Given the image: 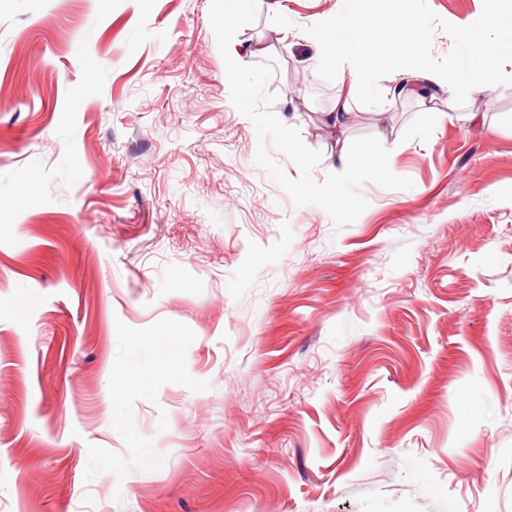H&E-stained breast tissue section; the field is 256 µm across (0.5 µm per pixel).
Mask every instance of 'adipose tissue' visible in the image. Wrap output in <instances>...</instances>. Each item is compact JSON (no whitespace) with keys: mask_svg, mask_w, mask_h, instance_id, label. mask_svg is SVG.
Returning a JSON list of instances; mask_svg holds the SVG:
<instances>
[{"mask_svg":"<svg viewBox=\"0 0 512 512\" xmlns=\"http://www.w3.org/2000/svg\"><path fill=\"white\" fill-rule=\"evenodd\" d=\"M411 0H391L383 33H375L363 15L352 13L319 23L306 32L312 43L315 65L330 64L348 72L352 86H373L383 81L382 95L392 104L408 95L417 94L422 85L448 90L453 96L465 97L471 84L460 82L455 64L434 66L417 38V25L409 15ZM499 0H486L483 15L464 27L474 50L466 63L477 70L486 87L495 88L496 61L512 49V39L504 37L489 43L482 33L488 28Z\"/></svg>","mask_w":512,"mask_h":512,"instance_id":"ef3b65f1","label":"adipose tissue"}]
</instances>
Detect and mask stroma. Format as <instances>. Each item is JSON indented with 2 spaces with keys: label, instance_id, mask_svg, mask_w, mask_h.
<instances>
[{
  "label": "stroma",
  "instance_id": "35a3bbf8",
  "mask_svg": "<svg viewBox=\"0 0 512 512\" xmlns=\"http://www.w3.org/2000/svg\"><path fill=\"white\" fill-rule=\"evenodd\" d=\"M211 0H0V512H512V66L385 105L261 0L315 181L377 137L335 228L255 162ZM434 64L482 0H415ZM484 128L448 121L451 107Z\"/></svg>",
  "mask_w": 512,
  "mask_h": 512
}]
</instances>
